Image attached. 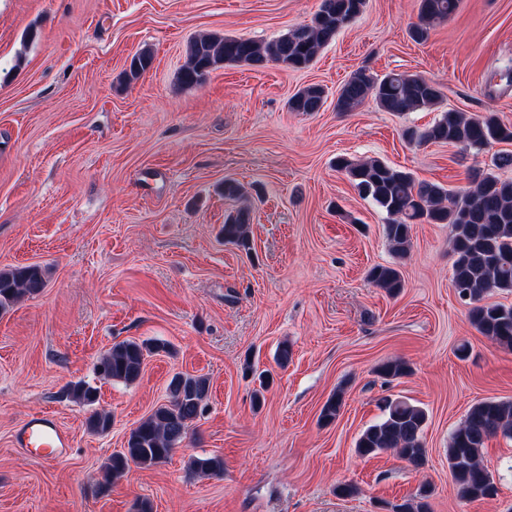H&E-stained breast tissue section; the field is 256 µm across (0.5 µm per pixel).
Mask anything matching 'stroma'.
Returning <instances> with one entry per match:
<instances>
[{
  "instance_id": "35a3bbf8",
  "label": "stroma",
  "mask_w": 512,
  "mask_h": 512,
  "mask_svg": "<svg viewBox=\"0 0 512 512\" xmlns=\"http://www.w3.org/2000/svg\"><path fill=\"white\" fill-rule=\"evenodd\" d=\"M319 5L0 0V269L37 264L46 280L0 313V512H138L144 500L152 512H391L423 487L431 512H512V438L496 435L483 452L496 496L464 498L448 470L449 437L469 408L512 400V350L471 325L452 286L448 225H413L397 258L385 213L336 169L340 157H376L448 188L494 171L495 149L418 147L405 132L448 109L512 124V85L499 79L512 70V0H461L420 42L409 34L417 0H367L305 69L227 66L181 84L193 37L271 41ZM145 50L151 68L126 81ZM364 66L422 75L443 100L402 114L371 103L337 111ZM310 85L325 90L320 111H289ZM228 179L244 197L225 198ZM241 208L246 249L223 235ZM376 265L399 269V294L368 281ZM148 339L170 350L147 357L135 382L96 374L114 343ZM394 359L411 372L389 382L377 369ZM261 371L270 386L257 404ZM178 373L210 382L193 435L167 462L101 490L103 466ZM79 382L96 388L94 405L72 398ZM337 392L340 414L323 423ZM384 396L427 412L422 467L356 453ZM97 409L112 414L107 433L86 425ZM42 412L72 439L53 463L15 442ZM192 455L221 456L223 476H188ZM343 484L356 494H337Z\"/></svg>"
}]
</instances>
